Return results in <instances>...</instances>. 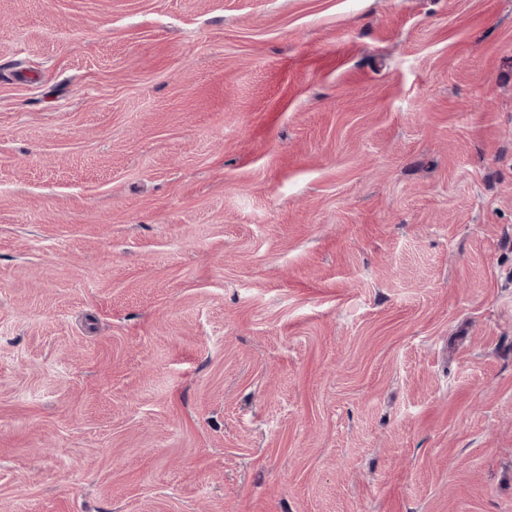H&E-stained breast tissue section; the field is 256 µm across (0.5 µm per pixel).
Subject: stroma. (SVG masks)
<instances>
[{"mask_svg": "<svg viewBox=\"0 0 512 512\" xmlns=\"http://www.w3.org/2000/svg\"><path fill=\"white\" fill-rule=\"evenodd\" d=\"M0 512H512V0H0Z\"/></svg>", "mask_w": 512, "mask_h": 512, "instance_id": "stroma-1", "label": "stroma"}]
</instances>
